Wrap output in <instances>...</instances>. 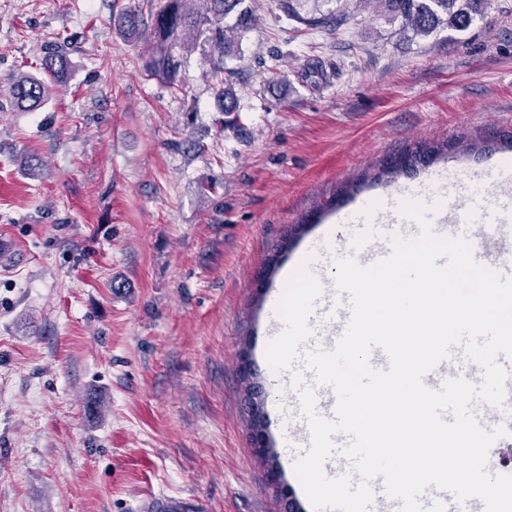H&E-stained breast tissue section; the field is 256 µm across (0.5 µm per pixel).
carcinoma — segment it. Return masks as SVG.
Returning <instances> with one entry per match:
<instances>
[{"mask_svg": "<svg viewBox=\"0 0 512 512\" xmlns=\"http://www.w3.org/2000/svg\"><path fill=\"white\" fill-rule=\"evenodd\" d=\"M205 4L202 12L191 5L195 0H164L159 9L143 15L139 9L129 10L118 18V26L127 39L135 38L148 28L155 39V49L144 65L148 76L174 87L178 83L179 65L172 50L176 45L189 47L188 35L192 32L210 33L220 55L231 47V38L224 33V18L235 8H240L239 26L248 27L252 16L243 6L245 0H201ZM300 0H279L284 15L300 24L323 27L330 22L325 17H307L298 10ZM394 16L402 18L417 35L427 36L440 24V13L447 16L450 29L463 30L468 27L472 15L482 11L485 0H382ZM44 69L53 76V81L30 75H21L10 83L8 103L11 107L32 110L43 105L52 95V83H57L67 69V60L54 52L44 60Z\"/></svg>", "mask_w": 512, "mask_h": 512, "instance_id": "carcinoma-1", "label": "carcinoma"}]
</instances>
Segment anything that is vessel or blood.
Listing matches in <instances>:
<instances>
[{
	"label": "vessel or blood",
	"instance_id": "vessel-or-blood-1",
	"mask_svg": "<svg viewBox=\"0 0 512 512\" xmlns=\"http://www.w3.org/2000/svg\"><path fill=\"white\" fill-rule=\"evenodd\" d=\"M434 229L441 235L463 234L470 240L475 259L506 275H512V237L503 235L495 229L492 222L487 221L481 213L447 212L439 209L433 216ZM348 230L352 243L346 248V255L355 256L364 266H369L390 254L388 234L398 232L406 236L418 234L419 228L414 224H383L379 220H372L368 224H352ZM328 244L326 236H319L308 242L305 247L306 255L311 256L310 268L320 279L323 286V295L316 301V318L313 322L315 335L303 344V351L316 348L333 350L336 341L343 334L349 321L348 294L338 293L333 280L327 278L323 270L322 257ZM464 377L472 383H481L480 367L469 366L463 358L462 348L452 350L449 359L441 362L433 371L427 374L423 382L432 389H440L443 380L455 377ZM304 382L314 387L317 395V411L325 418H333V406L336 402L335 394L330 386L316 383L313 372H305ZM509 396L506 400V409H497L483 406L478 416L480 425L485 429H492L497 425H506L512 430V414L508 413V406L512 405V377L505 383ZM282 443L287 450L288 462H295L299 456L305 455L310 448V431L306 420L289 424L282 435ZM442 500L447 506V512H484V504L480 499L472 498L465 503H458L452 494L447 491L428 487L421 497L424 507H431L433 500Z\"/></svg>",
	"mask_w": 512,
	"mask_h": 512
}]
</instances>
